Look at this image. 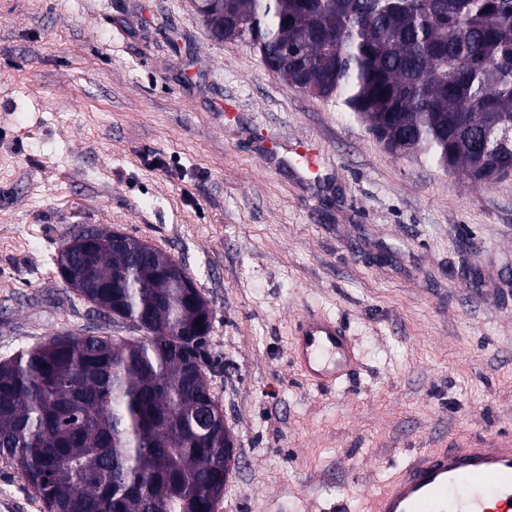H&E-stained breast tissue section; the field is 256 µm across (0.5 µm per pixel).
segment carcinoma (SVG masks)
I'll list each match as a JSON object with an SVG mask.
<instances>
[{
    "label": "carcinoma",
    "instance_id": "obj_1",
    "mask_svg": "<svg viewBox=\"0 0 512 512\" xmlns=\"http://www.w3.org/2000/svg\"><path fill=\"white\" fill-rule=\"evenodd\" d=\"M248 42L308 94L334 97L377 137L409 139L444 170L474 172L479 122L512 125V0H230ZM112 234L71 237L68 263L88 304H112L144 338L97 327L0 360V459L46 512H211L224 494V430L188 424L212 408V321L194 317L149 260L114 256Z\"/></svg>",
    "mask_w": 512,
    "mask_h": 512
}]
</instances>
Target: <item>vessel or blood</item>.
<instances>
[{"instance_id":"vessel-or-blood-1","label":"vessel or blood","mask_w":512,"mask_h":512,"mask_svg":"<svg viewBox=\"0 0 512 512\" xmlns=\"http://www.w3.org/2000/svg\"><path fill=\"white\" fill-rule=\"evenodd\" d=\"M290 357L321 389L349 377L358 362L345 328L319 309L296 319ZM366 512H512V437H459L443 448L415 449L371 496Z\"/></svg>"}]
</instances>
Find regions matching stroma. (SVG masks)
<instances>
[{"mask_svg": "<svg viewBox=\"0 0 512 512\" xmlns=\"http://www.w3.org/2000/svg\"><path fill=\"white\" fill-rule=\"evenodd\" d=\"M301 139L317 179L286 161ZM83 226L170 254L211 305L219 512H362L409 449L512 435V177L388 151L189 0H0V359L97 325L58 269ZM307 308L358 347L331 389L290 361ZM0 512H44L2 461Z\"/></svg>", "mask_w": 512, "mask_h": 512, "instance_id": "35a3bbf8", "label": "stroma"}]
</instances>
